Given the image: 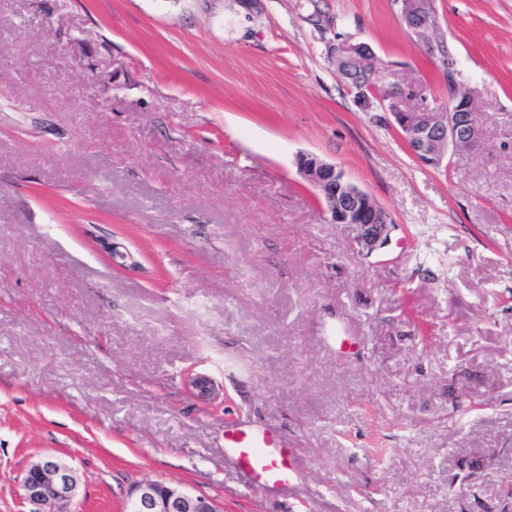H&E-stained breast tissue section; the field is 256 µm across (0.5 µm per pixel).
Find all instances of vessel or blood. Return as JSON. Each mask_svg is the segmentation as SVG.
Instances as JSON below:
<instances>
[{
  "label": "vessel or blood",
  "instance_id": "obj_1",
  "mask_svg": "<svg viewBox=\"0 0 512 512\" xmlns=\"http://www.w3.org/2000/svg\"><path fill=\"white\" fill-rule=\"evenodd\" d=\"M224 450L232 455L253 488L263 491H291L298 484L302 460L297 449L266 426L243 420L224 428Z\"/></svg>",
  "mask_w": 512,
  "mask_h": 512
}]
</instances>
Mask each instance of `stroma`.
Returning <instances> with one entry per match:
<instances>
[{"mask_svg": "<svg viewBox=\"0 0 512 512\" xmlns=\"http://www.w3.org/2000/svg\"><path fill=\"white\" fill-rule=\"evenodd\" d=\"M434 6L496 117L438 169L329 56L367 42L447 105L399 0H0V512L45 453L73 512L146 481L221 512H512V0ZM301 153L391 215L385 248L322 220ZM236 419L303 456L304 500L247 488ZM183 379L192 395L201 400L208 401L209 404H214L217 401L218 394L215 391L213 381L209 377L193 373V370H189L184 374Z\"/></svg>", "mask_w": 512, "mask_h": 512, "instance_id": "obj_1", "label": "stroma"}]
</instances>
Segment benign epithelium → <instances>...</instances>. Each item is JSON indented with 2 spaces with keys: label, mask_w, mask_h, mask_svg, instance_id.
<instances>
[{
  "label": "benign epithelium",
  "mask_w": 512,
  "mask_h": 512,
  "mask_svg": "<svg viewBox=\"0 0 512 512\" xmlns=\"http://www.w3.org/2000/svg\"><path fill=\"white\" fill-rule=\"evenodd\" d=\"M402 20L407 31L427 45L430 52L442 49L431 34L437 29L434 0H402ZM331 58L340 66L338 74L363 112L389 113L414 158L436 168L445 159L464 150L475 151L483 142L481 127L472 121L478 111L473 91L460 86L453 67H448V98L457 106L449 110L430 99L425 87L415 79L390 82L369 44L341 40L331 47ZM298 173L318 192L321 216L329 224H344L356 230L355 246L371 254L388 242L390 214L367 192L348 180L336 166L317 156L302 153L296 158ZM184 381L194 396L213 404L218 399L213 381L187 371ZM77 478L72 467L52 454L33 462L24 472L21 499L29 512H67L77 495ZM129 512H217L203 496L147 482L138 485L129 501Z\"/></svg>",
  "instance_id": "7a95c632"
}]
</instances>
